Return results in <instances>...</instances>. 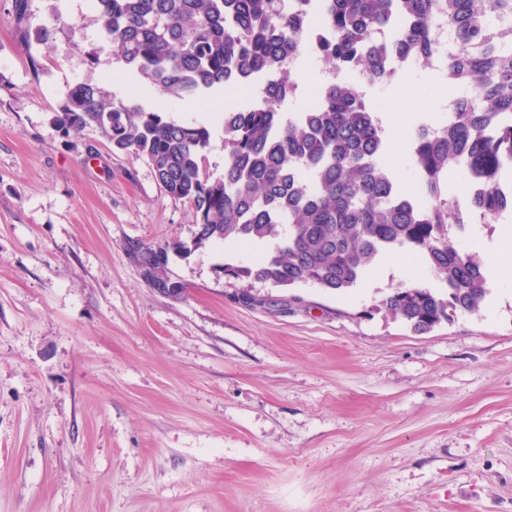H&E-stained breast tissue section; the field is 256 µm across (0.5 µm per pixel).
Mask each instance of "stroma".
Returning <instances> with one entry per match:
<instances>
[{
    "mask_svg": "<svg viewBox=\"0 0 512 512\" xmlns=\"http://www.w3.org/2000/svg\"><path fill=\"white\" fill-rule=\"evenodd\" d=\"M78 83L128 72L90 0H0V512H512V242L455 247L506 271L491 307L419 334L378 312L437 279L411 258L336 293L225 277L250 255L172 258L178 299L124 244L190 242L195 216L151 164L53 120ZM209 123L213 98L166 100ZM248 290L254 305L239 302Z\"/></svg>",
    "mask_w": 512,
    "mask_h": 512,
    "instance_id": "obj_1",
    "label": "stroma"
}]
</instances>
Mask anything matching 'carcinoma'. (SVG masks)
Here are the masks:
<instances>
[{"instance_id": "cac0c4a2", "label": "carcinoma", "mask_w": 512, "mask_h": 512, "mask_svg": "<svg viewBox=\"0 0 512 512\" xmlns=\"http://www.w3.org/2000/svg\"><path fill=\"white\" fill-rule=\"evenodd\" d=\"M92 0L124 65L163 95L222 89L224 177L203 170L210 131L98 85L72 87L54 116L64 135L92 128L152 165L165 193L206 225L203 246L268 244L224 275L328 291L358 285L404 251L441 281L392 289L379 310L417 333L480 311L484 257L451 238L512 211V0ZM442 74L459 90L448 116L411 134L417 176L404 187L364 86L389 82L392 59L432 65L442 24ZM348 81L322 80L310 103L283 112L303 55ZM257 88L243 103L237 91ZM467 179V205L448 194Z\"/></svg>"}]
</instances>
